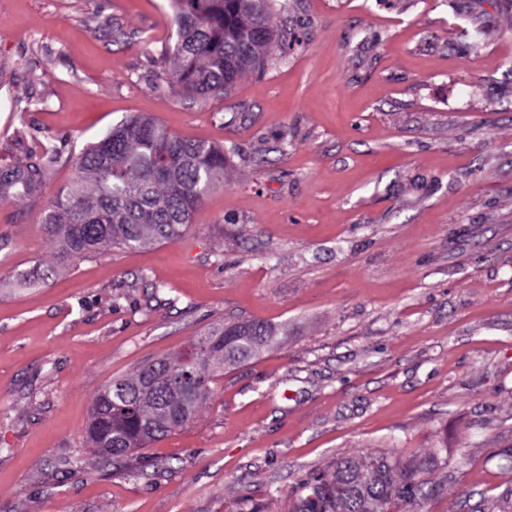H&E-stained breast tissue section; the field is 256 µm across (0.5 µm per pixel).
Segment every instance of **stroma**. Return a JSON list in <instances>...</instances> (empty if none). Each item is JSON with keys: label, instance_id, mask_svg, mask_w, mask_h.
Wrapping results in <instances>:
<instances>
[{"label": "stroma", "instance_id": "obj_1", "mask_svg": "<svg viewBox=\"0 0 512 512\" xmlns=\"http://www.w3.org/2000/svg\"><path fill=\"white\" fill-rule=\"evenodd\" d=\"M281 39L223 96L163 81L169 0H0V166L147 115L223 146L184 235L56 260L42 208L0 202V512H288L346 456H421L392 512H501L512 491V0H269ZM481 37L478 54L465 45ZM31 96L27 110L16 98ZM279 343L115 475L98 392L221 321Z\"/></svg>", "mask_w": 512, "mask_h": 512}]
</instances>
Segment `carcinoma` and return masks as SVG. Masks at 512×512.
Listing matches in <instances>:
<instances>
[{
    "label": "carcinoma",
    "instance_id": "carcinoma-1",
    "mask_svg": "<svg viewBox=\"0 0 512 512\" xmlns=\"http://www.w3.org/2000/svg\"><path fill=\"white\" fill-rule=\"evenodd\" d=\"M263 0H170L176 40L165 50V81L185 99L222 96L247 71L264 65L276 32ZM35 134L20 132L23 156L0 168V201L43 196L60 159L53 145L26 147ZM224 149L172 135L158 122L133 117L89 144L72 183L43 209L42 225L62 259L137 248L180 238L195 210L224 185ZM277 340L261 321L223 322L197 337L200 361L165 356L96 396L87 443L115 469L138 475L130 453L191 421L212 397L224 369L257 358ZM442 461L440 450L406 461L384 453L346 457L297 487L291 512H390L432 492L421 478Z\"/></svg>",
    "mask_w": 512,
    "mask_h": 512
}]
</instances>
